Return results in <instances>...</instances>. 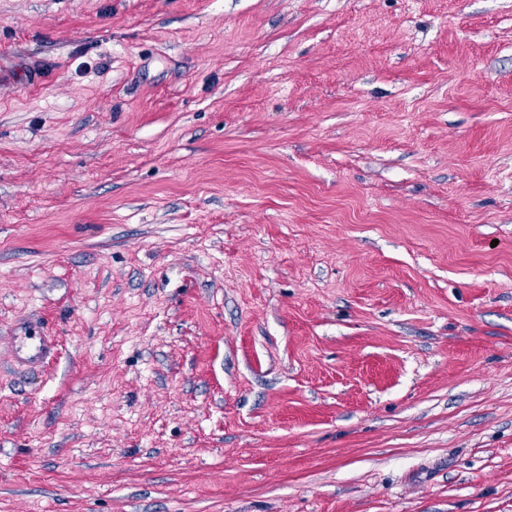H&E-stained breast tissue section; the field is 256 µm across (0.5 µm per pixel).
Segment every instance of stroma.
<instances>
[{"instance_id":"obj_1","label":"stroma","mask_w":512,"mask_h":512,"mask_svg":"<svg viewBox=\"0 0 512 512\" xmlns=\"http://www.w3.org/2000/svg\"><path fill=\"white\" fill-rule=\"evenodd\" d=\"M0 512H512V0H0ZM10 340L15 363L28 370L43 367L57 349L56 337L29 321L15 323Z\"/></svg>"}]
</instances>
